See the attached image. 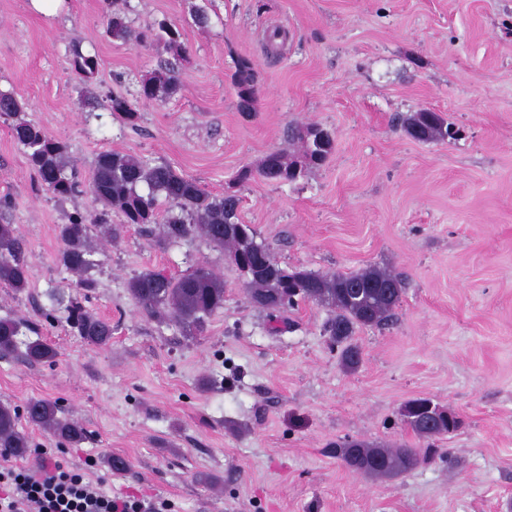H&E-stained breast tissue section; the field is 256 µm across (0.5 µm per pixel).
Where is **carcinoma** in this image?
Listing matches in <instances>:
<instances>
[{
    "mask_svg": "<svg viewBox=\"0 0 512 512\" xmlns=\"http://www.w3.org/2000/svg\"><path fill=\"white\" fill-rule=\"evenodd\" d=\"M108 32L115 38L132 39L136 43L149 40L162 44L171 59L159 65L140 82L139 97L154 100L170 96L179 89L177 62L186 53L179 28L170 22L158 23V31L150 35L135 32L121 10L112 12ZM76 73L85 80L93 78L97 65L91 56L77 53ZM238 107L252 111L258 91V72L248 59L237 61L232 75ZM25 104L11 92L0 91V116H14L11 129L16 143L25 150L28 163L35 171L40 186L60 201L72 200L89 191L97 208L92 211L75 207L67 215V223L59 225L62 248L60 265L78 275L76 287H95L93 272L101 261L94 258L89 234L96 227L111 238L120 237L127 226H135L154 245L165 248L199 235L210 245L224 251L226 260L238 272L248 288L247 298L274 294L276 306L268 316L282 328L291 327L283 313L301 302H315L330 312L327 331L337 345H342L341 361L348 371L358 367L359 348L350 343L358 327L387 324L400 303L403 280L388 267H367L355 272L320 274L304 269H288L276 262L266 269L263 253L270 248L258 240L256 230L240 223L239 198L226 191L214 194L199 181L177 173L170 166L111 151H102L93 159L87 182L68 170L65 162L68 146L47 134L38 124L21 117ZM107 109L121 115L126 124L138 126L140 114L129 99L114 96ZM405 132L422 142L455 140L454 125L437 112H415L403 122ZM298 150L291 154L275 150L265 156L257 168L245 167L237 180L245 182L254 176L277 184H289L322 165L333 153L336 138L332 130L319 124L298 125L293 130ZM12 206L11 198H0V284L16 293L25 292L31 284V270L24 257V245L14 225L3 221L1 214ZM120 222L112 223V215ZM126 288L136 306L149 318L165 323L175 322L184 336H196L205 329L209 318L224 308V282L209 268L196 265L189 273L173 277L163 269L147 268L128 280ZM68 323L77 335L95 346L112 338V324L86 310L77 302L67 306ZM23 323L11 317H0V356L19 351L35 363L50 362L55 350L37 339L23 341ZM425 398L408 401L401 409L402 422L420 439L428 440L456 432L461 417L452 409L439 405L433 411L430 425L419 424ZM27 422L50 430L61 443L77 445L85 439V431L63 417L56 400L35 399L25 405ZM0 448L11 456L23 458L30 451L29 434L19 427L18 409L0 402ZM434 448H407L403 445H374L352 440L336 448V457L346 462L352 472L381 479L409 473L434 453Z\"/></svg>",
    "mask_w": 512,
    "mask_h": 512,
    "instance_id": "carcinoma-1",
    "label": "carcinoma"
}]
</instances>
